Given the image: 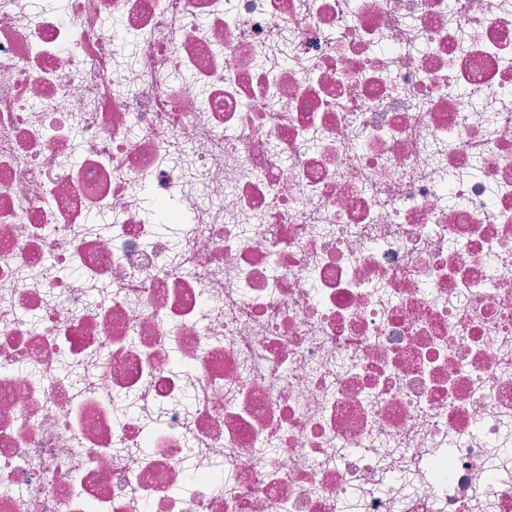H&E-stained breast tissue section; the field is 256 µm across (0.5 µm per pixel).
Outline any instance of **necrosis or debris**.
Here are the masks:
<instances>
[{"instance_id": "4bbe7bcc", "label": "necrosis or debris", "mask_w": 512, "mask_h": 512, "mask_svg": "<svg viewBox=\"0 0 512 512\" xmlns=\"http://www.w3.org/2000/svg\"><path fill=\"white\" fill-rule=\"evenodd\" d=\"M30 3L0 512H512V0Z\"/></svg>"}]
</instances>
